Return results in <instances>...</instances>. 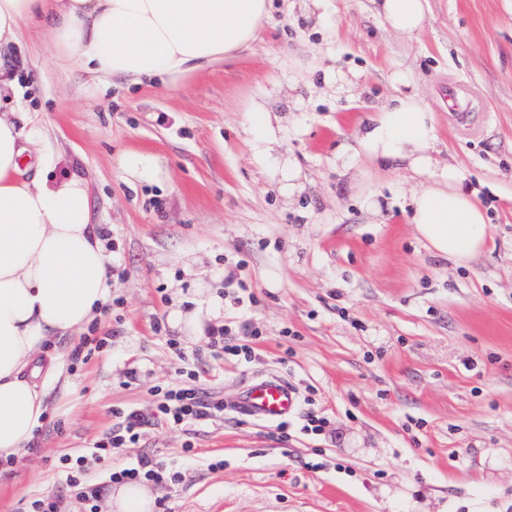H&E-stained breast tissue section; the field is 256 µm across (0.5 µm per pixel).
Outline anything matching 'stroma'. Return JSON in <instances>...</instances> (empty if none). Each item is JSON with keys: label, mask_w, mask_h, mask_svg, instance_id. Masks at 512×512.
<instances>
[{"label": "stroma", "mask_w": 512, "mask_h": 512, "mask_svg": "<svg viewBox=\"0 0 512 512\" xmlns=\"http://www.w3.org/2000/svg\"><path fill=\"white\" fill-rule=\"evenodd\" d=\"M273 4L249 52L174 91L59 64L31 24L0 49V67L19 78L0 105L45 131L29 159L53 155V177L85 180L112 251V301L83 330L109 344L73 368L77 337L41 352L43 364L66 363L68 380L50 386L36 444L0 476V512L45 496L78 503L67 455L104 492L112 471L167 460L181 478L151 484L155 512H512V0H429L414 39L385 30L371 0ZM336 69L347 91L327 83ZM398 69L435 114L438 168L462 167L488 210V248L470 267L417 238L410 169L355 154ZM256 101L271 118L262 147L248 120ZM128 149L158 155L167 182L124 183ZM288 157L304 174L291 199L276 170ZM356 167L379 218L350 187ZM192 278L225 296V325L258 331L252 361L213 357L205 338L169 324ZM191 371L228 403L280 375L299 412L284 433L228 412L92 456L115 410L147 408ZM311 406L332 435L302 434Z\"/></svg>", "instance_id": "stroma-1"}]
</instances>
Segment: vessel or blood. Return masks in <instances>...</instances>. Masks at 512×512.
<instances>
[{
	"mask_svg": "<svg viewBox=\"0 0 512 512\" xmlns=\"http://www.w3.org/2000/svg\"><path fill=\"white\" fill-rule=\"evenodd\" d=\"M237 409L244 415L266 422H282L298 409L295 388L272 374L255 379L240 394Z\"/></svg>",
	"mask_w": 512,
	"mask_h": 512,
	"instance_id": "b4317fda",
	"label": "vessel or blood"
}]
</instances>
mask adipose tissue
Wrapping results in <instances>:
<instances>
[{"label": "adipose tissue", "instance_id": "1", "mask_svg": "<svg viewBox=\"0 0 512 512\" xmlns=\"http://www.w3.org/2000/svg\"><path fill=\"white\" fill-rule=\"evenodd\" d=\"M391 32L413 36L423 28L428 0H373ZM270 0H0V45L20 26L46 30L57 59L120 80L126 87L180 88L204 67L251 47ZM391 81L398 91L369 116L358 139L372 159L400 161L423 176L410 193V221L435 255L465 267L486 248L488 215L463 169L436 171L432 146L436 118L410 72ZM26 148L13 113H0V456L27 451L46 411L36 383L35 355L51 341L73 335L112 300V255L92 221L89 194L77 177L55 180L51 155L37 161L29 180L20 163ZM133 188L163 184L158 156L130 149L119 160ZM193 308L174 309L169 322L188 338L203 336L221 316L223 298L195 282ZM110 512H154L141 482L115 484Z\"/></svg>", "mask_w": 512, "mask_h": 512}]
</instances>
